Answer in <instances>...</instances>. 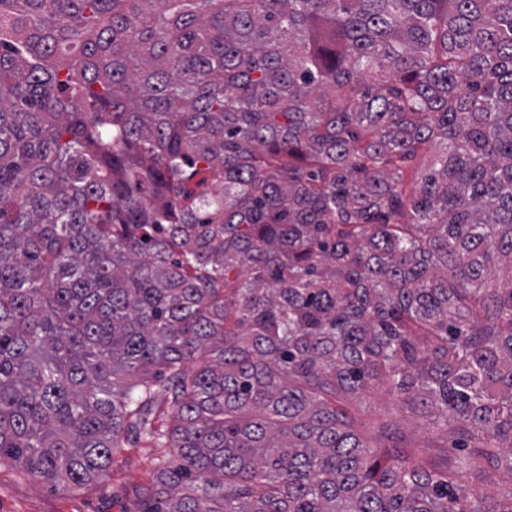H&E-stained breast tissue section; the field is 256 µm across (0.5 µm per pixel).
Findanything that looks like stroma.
<instances>
[{"mask_svg":"<svg viewBox=\"0 0 512 512\" xmlns=\"http://www.w3.org/2000/svg\"><path fill=\"white\" fill-rule=\"evenodd\" d=\"M361 437L379 451L399 448L426 465L452 468L459 449L452 436L434 431L383 388L342 401ZM155 449L141 442L115 449L108 473L87 486L52 485L23 476L18 467L0 462V512H142L144 489L153 478Z\"/></svg>","mask_w":512,"mask_h":512,"instance_id":"1","label":"stroma"}]
</instances>
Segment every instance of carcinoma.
<instances>
[{"mask_svg":"<svg viewBox=\"0 0 512 512\" xmlns=\"http://www.w3.org/2000/svg\"><path fill=\"white\" fill-rule=\"evenodd\" d=\"M378 385L512 477V0H0V461L512 512L370 449Z\"/></svg>","mask_w":512,"mask_h":512,"instance_id":"obj_1","label":"carcinoma"}]
</instances>
